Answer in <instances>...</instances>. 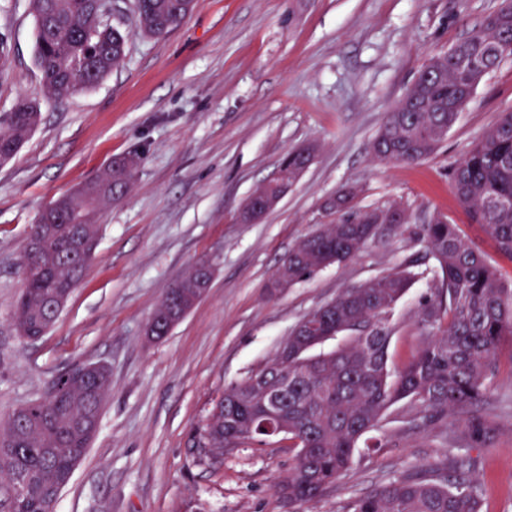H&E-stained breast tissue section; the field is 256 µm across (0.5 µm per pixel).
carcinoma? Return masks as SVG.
Here are the masks:
<instances>
[{
  "instance_id": "carcinoma-1",
  "label": "carcinoma",
  "mask_w": 512,
  "mask_h": 512,
  "mask_svg": "<svg viewBox=\"0 0 512 512\" xmlns=\"http://www.w3.org/2000/svg\"><path fill=\"white\" fill-rule=\"evenodd\" d=\"M37 23L36 65L57 96L87 89L112 72L126 55L129 34L112 25L97 0H30ZM194 0H133L135 30L160 37L177 28ZM497 24L481 27L430 60L431 78L405 92L372 142L375 158L412 164L431 156L454 125V109L465 106L483 79L512 56V9L496 11ZM40 120L37 104L20 98L0 128V160L11 159ZM315 148L291 151L278 172H293L312 162ZM139 158L118 157L78 192L56 200L33 225L22 272L17 327L32 336L43 332L49 306L66 295L76 274H87L97 247V211L117 200L131 183ZM451 179L459 204L483 226L498 251L512 259V111L501 113L482 138L455 163ZM338 220L308 235L309 249L288 254L277 272L298 280L324 267L356 257L374 242V224L357 223L353 194H336ZM414 234L433 260L441 288L422 302L417 325L422 345L401 363L389 354V318L417 274L404 267L339 293L332 309L307 314L321 325L324 340L347 337L335 351L295 357L279 352L265 374L250 375L224 389V407L213 416L210 445L226 451L253 439L267 420L288 427L295 462L278 484L290 505L319 501L350 467L358 442L381 430L391 409L403 404L415 412L409 420L425 425L460 417L456 444L488 448L494 426L482 410L505 339L512 340V287L488 258L451 223L428 221ZM166 303L149 325L151 336L167 335ZM288 389H283V379ZM103 375L89 372L74 386L47 397L33 415L6 431L0 440L19 448L0 463V499L17 477L27 481L15 512H52L44 487L52 479L70 480L74 461L85 455L98 431ZM458 463L451 474L421 472L394 479L355 500L351 512H481L477 486Z\"/></svg>"
}]
</instances>
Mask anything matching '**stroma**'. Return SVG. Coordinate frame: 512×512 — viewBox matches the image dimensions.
<instances>
[{"label": "stroma", "instance_id": "1", "mask_svg": "<svg viewBox=\"0 0 512 512\" xmlns=\"http://www.w3.org/2000/svg\"><path fill=\"white\" fill-rule=\"evenodd\" d=\"M503 0H196L183 23L154 39L135 34L132 5L112 23L130 34L120 64L93 87L57 98L34 64L28 0H0V117L18 98L41 120L0 162V421L41 399L76 364L111 371L99 431L54 512H289L277 483L294 463L287 444H248L217 456L197 442L225 386L260 369L309 312L347 288L424 254L411 232L388 234L359 256L269 288L279 261L335 223L326 203L345 189L356 209L403 202L416 223L447 213L504 282L512 260L470 223L450 177L454 163L512 111V57L479 84L440 149L414 164L375 159L388 112L428 60L466 37ZM315 157L280 203L251 224L244 201L284 154ZM142 162L126 197L99 215L91 267L51 329L20 336L16 302L33 224L54 200L114 157ZM205 260L203 298L167 336L147 324L169 289ZM440 283L417 276L395 307L391 350L421 343L417 316ZM489 448H457L456 422L408 425L397 406L381 448L353 463L310 512H350L361 496L423 469L466 459L483 512H512V346L502 345L483 405Z\"/></svg>", "mask_w": 512, "mask_h": 512}]
</instances>
